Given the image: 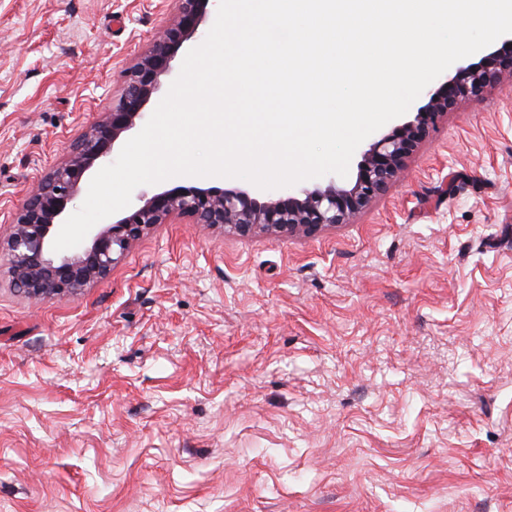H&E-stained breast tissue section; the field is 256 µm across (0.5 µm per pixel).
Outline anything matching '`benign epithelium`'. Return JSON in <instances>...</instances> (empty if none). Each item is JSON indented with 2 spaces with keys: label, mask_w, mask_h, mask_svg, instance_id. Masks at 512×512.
Segmentation results:
<instances>
[{
  "label": "benign epithelium",
  "mask_w": 512,
  "mask_h": 512,
  "mask_svg": "<svg viewBox=\"0 0 512 512\" xmlns=\"http://www.w3.org/2000/svg\"><path fill=\"white\" fill-rule=\"evenodd\" d=\"M211 0H176L172 23L138 61L122 72L123 90L105 113L31 192L9 221L5 244L13 284L33 300L62 299L109 274L132 243L158 224L184 216L195 224L219 227L227 235L248 237L258 231L275 236H311L347 224L375 197L386 192L405 158L438 120L462 99L481 102L501 76L512 75V35L486 49L477 62L460 64L423 95L425 104L409 118L378 136L361 155L353 180L325 187L268 190L257 198L239 189L182 186L165 190L97 224L79 252L53 250V242L91 170L107 159L130 131L146 104L172 73L173 61L194 39Z\"/></svg>",
  "instance_id": "1"
}]
</instances>
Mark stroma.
Wrapping results in <instances>:
<instances>
[{
    "instance_id": "stroma-1",
    "label": "stroma",
    "mask_w": 512,
    "mask_h": 512,
    "mask_svg": "<svg viewBox=\"0 0 512 512\" xmlns=\"http://www.w3.org/2000/svg\"><path fill=\"white\" fill-rule=\"evenodd\" d=\"M175 0H0V228ZM0 512H512V76L350 223L184 218L35 303L0 254Z\"/></svg>"
}]
</instances>
